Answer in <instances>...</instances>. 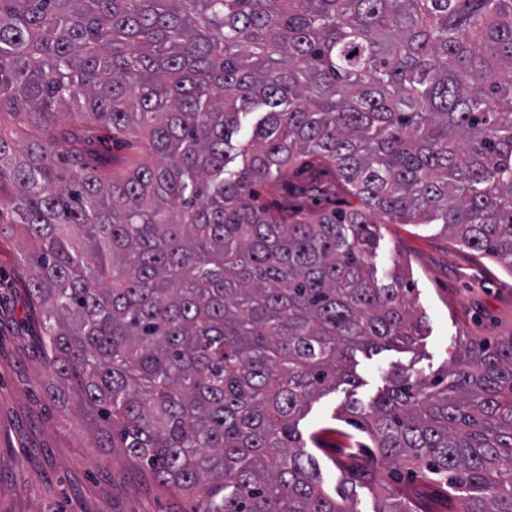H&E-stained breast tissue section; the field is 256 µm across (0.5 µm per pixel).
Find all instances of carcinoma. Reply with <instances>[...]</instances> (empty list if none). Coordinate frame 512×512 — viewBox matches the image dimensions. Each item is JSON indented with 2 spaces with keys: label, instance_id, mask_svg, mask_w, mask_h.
<instances>
[{
  "label": "carcinoma",
  "instance_id": "obj_1",
  "mask_svg": "<svg viewBox=\"0 0 512 512\" xmlns=\"http://www.w3.org/2000/svg\"><path fill=\"white\" fill-rule=\"evenodd\" d=\"M4 109L43 135L0 137V224L33 246L49 380L95 446L193 512H355L300 422L356 352L421 335L404 270L373 276L371 216L442 224L512 274V0H0ZM102 131L152 163L82 164ZM347 413L377 465L512 512V335Z\"/></svg>",
  "mask_w": 512,
  "mask_h": 512
}]
</instances>
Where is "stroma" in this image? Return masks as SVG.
I'll use <instances>...</instances> for the list:
<instances>
[{
  "instance_id": "obj_1",
  "label": "stroma",
  "mask_w": 512,
  "mask_h": 512,
  "mask_svg": "<svg viewBox=\"0 0 512 512\" xmlns=\"http://www.w3.org/2000/svg\"><path fill=\"white\" fill-rule=\"evenodd\" d=\"M27 245L0 233V512H191L176 489L156 482L118 448H98L76 407L54 398L38 344L41 326L25 288L20 258ZM410 271L415 315L424 327L406 349L357 354L355 385L317 400L306 431L330 428L320 465L329 491L347 492L356 512H377L369 483L384 479L361 442L349 401L374 400L397 368L429 377L446 374L461 337L496 340L512 334V276L459 245L440 224H381L372 261L379 282L393 264ZM358 477L348 483V474ZM392 493L425 512H453L436 483L423 475L391 482Z\"/></svg>"
}]
</instances>
